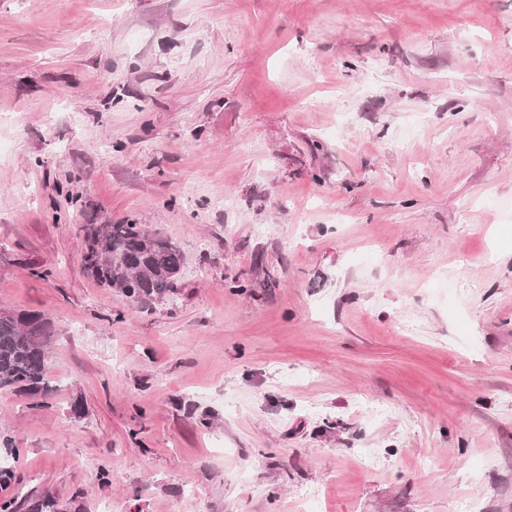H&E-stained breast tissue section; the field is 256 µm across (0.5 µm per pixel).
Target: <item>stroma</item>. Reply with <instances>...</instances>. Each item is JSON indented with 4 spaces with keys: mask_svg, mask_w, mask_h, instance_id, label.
Wrapping results in <instances>:
<instances>
[{
    "mask_svg": "<svg viewBox=\"0 0 512 512\" xmlns=\"http://www.w3.org/2000/svg\"><path fill=\"white\" fill-rule=\"evenodd\" d=\"M0 308L17 512H512V0H0ZM83 270L142 307L174 292L185 256L180 246L142 224H86ZM50 319L42 312L0 308V390L45 398L53 344Z\"/></svg>",
    "mask_w": 512,
    "mask_h": 512,
    "instance_id": "obj_1",
    "label": "stroma"
}]
</instances>
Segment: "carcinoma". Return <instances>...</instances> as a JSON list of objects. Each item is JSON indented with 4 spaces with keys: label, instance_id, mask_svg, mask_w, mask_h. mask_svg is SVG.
<instances>
[{
    "label": "carcinoma",
    "instance_id": "obj_1",
    "mask_svg": "<svg viewBox=\"0 0 512 512\" xmlns=\"http://www.w3.org/2000/svg\"><path fill=\"white\" fill-rule=\"evenodd\" d=\"M83 270L142 307L174 292L185 256L180 246L143 224H84ZM53 328L42 312L0 308V390L48 396Z\"/></svg>",
    "mask_w": 512,
    "mask_h": 512
}]
</instances>
